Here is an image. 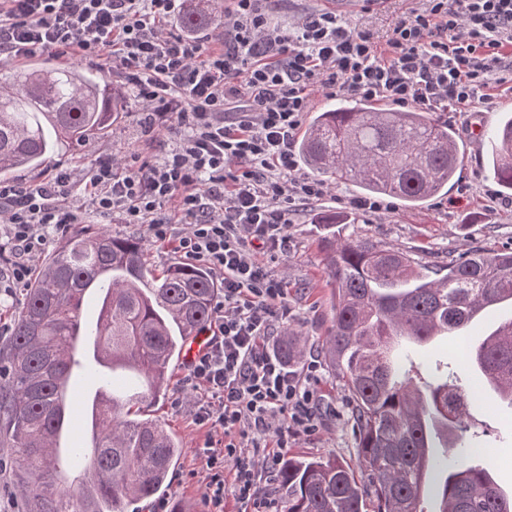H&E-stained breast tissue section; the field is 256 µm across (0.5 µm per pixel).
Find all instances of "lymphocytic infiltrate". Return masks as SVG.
<instances>
[{
    "label": "lymphocytic infiltrate",
    "instance_id": "obj_1",
    "mask_svg": "<svg viewBox=\"0 0 512 512\" xmlns=\"http://www.w3.org/2000/svg\"><path fill=\"white\" fill-rule=\"evenodd\" d=\"M183 0H0V62L56 53L115 74L143 106V133H181L154 161L116 168L111 156L76 173L0 182V288H24L41 254L86 212L141 226L154 243L223 284L184 384L193 424L221 433L201 453L203 497L224 512H278L279 465L290 438L318 428V370L289 368L271 344L291 310L269 258L288 252L295 201L325 180L302 175L295 142L314 94L386 100L444 112L512 84V0H425L385 43L315 10L283 29L265 0H233L217 34H185Z\"/></svg>",
    "mask_w": 512,
    "mask_h": 512
}]
</instances>
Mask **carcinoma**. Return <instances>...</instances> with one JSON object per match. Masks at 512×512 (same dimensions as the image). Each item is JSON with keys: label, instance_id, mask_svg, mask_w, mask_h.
I'll return each mask as SVG.
<instances>
[{"label": "carcinoma", "instance_id": "cac0c4a2", "mask_svg": "<svg viewBox=\"0 0 512 512\" xmlns=\"http://www.w3.org/2000/svg\"><path fill=\"white\" fill-rule=\"evenodd\" d=\"M215 0H186L182 27L212 28ZM123 92L88 67L33 66L0 79V177L36 171L60 145L79 147L110 129ZM492 143L488 167L512 191V118ZM299 162L315 176L349 184L363 196L406 206L437 196L463 161L452 129L419 110L379 109L364 98L338 99L316 113L298 145ZM350 218L327 214L319 225L328 255L333 323L324 359L352 401L359 469L332 457L287 459L278 490L284 512H420L425 489L435 512H512L490 474L470 410L481 401L457 375L432 383L409 359L383 361L390 342L423 345L466 329L478 316L512 304V250H472L436 267L412 254L342 235ZM95 328H84L77 298L100 288ZM217 288L203 268L149 264L140 238L75 230L45 259L11 313L0 345V447L6 449L21 512H129L131 504L168 487L182 444L158 420L144 418L166 386L171 363L210 320ZM476 346L468 367L481 372L512 408V319ZM112 377L134 376L132 394L91 405L92 450L77 455L78 475L57 470L59 438L71 404L65 399L77 343ZM281 354L294 365L301 337L290 333Z\"/></svg>", "mask_w": 512, "mask_h": 512}]
</instances>
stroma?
Listing matches in <instances>:
<instances>
[{"label": "stroma", "instance_id": "stroma-1", "mask_svg": "<svg viewBox=\"0 0 512 512\" xmlns=\"http://www.w3.org/2000/svg\"><path fill=\"white\" fill-rule=\"evenodd\" d=\"M412 5V0H382L380 6L350 9L338 6L337 15L348 25L368 31L376 40L387 38L396 19ZM512 115V91L497 87L487 102L460 112L436 113L439 122L455 129L464 148V165L457 172L446 194L417 207H407L393 201V209L374 214L350 206L357 192L349 185H332L321 200L298 203L293 224L288 227V252L270 265L274 277L284 282L292 313L286 325L277 330L278 336L287 331L301 333L306 338V356L320 357V341L332 326L331 290L326 283L325 253L319 241L314 221L324 213L352 217L346 231L357 239L412 252L424 265L447 263L462 252L479 249L499 252L512 248V192H502L487 176L484 166L490 150L488 133ZM140 104L128 98L126 111L108 133L87 142L83 147L59 148L53 154L51 166H64L82 171L100 154L110 152L117 158L139 155L160 158L174 148L177 137L161 131L155 140H146L141 127ZM512 317V307L502 305L482 315L464 332L463 337L441 336L424 346H410L418 359L448 357L457 362L459 340L477 342L487 336L504 319ZM316 385L322 397L319 429L313 435L289 441L290 457H333L350 465L358 463V448L351 431V409L348 392L328 365H321ZM169 388L151 409V414L164 422L181 441L183 451L171 474L169 488L159 496L138 504V512H154L171 499L182 502L188 512H206L201 482L204 477L197 451L210 441L208 429L192 423L187 409L175 401L183 378L182 363L169 369ZM462 383L483 393L479 407L473 409L471 422L475 430L484 432L485 452L493 461V475L498 484L512 493V410L486 391L485 380L474 371H464Z\"/></svg>", "mask_w": 512, "mask_h": 512}]
</instances>
